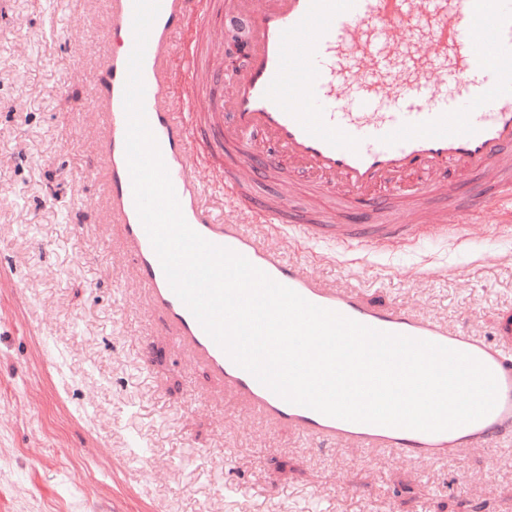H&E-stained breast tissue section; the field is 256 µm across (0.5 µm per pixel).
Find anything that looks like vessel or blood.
<instances>
[{
    "label": "vessel or blood",
    "mask_w": 512,
    "mask_h": 512,
    "mask_svg": "<svg viewBox=\"0 0 512 512\" xmlns=\"http://www.w3.org/2000/svg\"><path fill=\"white\" fill-rule=\"evenodd\" d=\"M118 49L97 73L94 107L110 228L118 252L144 287L149 319L172 348L195 363L220 398L237 397L250 412L296 432L318 447L378 448L415 463L454 461L458 450L496 453L512 438V347L416 315L401 306L332 288L310 277L205 203L196 167H211L240 207L252 199L235 180L237 165L264 176L313 173L309 189L357 207L363 224L335 214L281 211L266 202L259 216L283 231L344 253L413 241L412 229L388 218L393 203L423 206L465 197L477 212L512 193V0H160L146 44L144 110L192 229L248 259L317 306L371 328L434 342L475 357L494 374L498 400L485 417L461 427L424 432L346 421L284 401L236 365L206 334L169 286L142 226L125 153L124 86L134 47L133 0H108ZM246 24V65L230 79L231 99L211 94L173 101L170 89L200 84L210 70L199 41L175 46L188 18L205 26L220 17ZM433 53L421 58L419 41ZM181 70H173V56ZM363 66L358 82L350 75ZM453 171L454 181L441 174ZM432 182H425V175Z\"/></svg>",
    "instance_id": "vessel-or-blood-1"
}]
</instances>
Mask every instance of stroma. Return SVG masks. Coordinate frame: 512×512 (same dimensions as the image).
I'll return each mask as SVG.
<instances>
[{
    "label": "stroma",
    "instance_id": "obj_1",
    "mask_svg": "<svg viewBox=\"0 0 512 512\" xmlns=\"http://www.w3.org/2000/svg\"><path fill=\"white\" fill-rule=\"evenodd\" d=\"M107 0H6L0 8V512H512V468L466 451L452 464L311 443L214 401L188 358L155 335L137 284L112 254L92 101L112 48ZM194 176L224 222L341 289L496 339L512 321V198L447 212L463 240L341 256L222 204L209 168ZM237 176L282 211L325 207L286 180ZM232 457L218 466L220 449Z\"/></svg>",
    "mask_w": 512,
    "mask_h": 512
}]
</instances>
